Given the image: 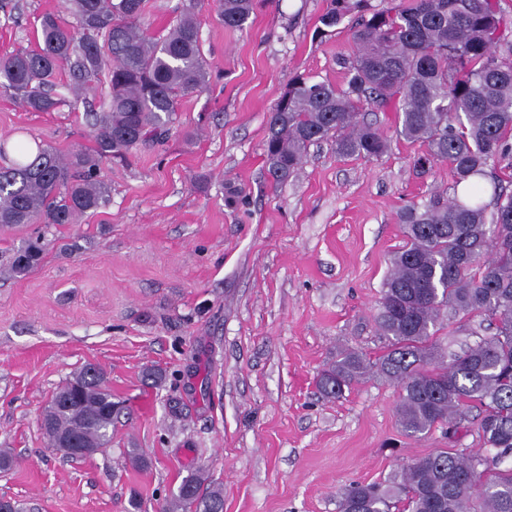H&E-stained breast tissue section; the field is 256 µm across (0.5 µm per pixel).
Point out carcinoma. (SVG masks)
Here are the masks:
<instances>
[{"label":"carcinoma","instance_id":"cac0c4a2","mask_svg":"<svg viewBox=\"0 0 512 512\" xmlns=\"http://www.w3.org/2000/svg\"><path fill=\"white\" fill-rule=\"evenodd\" d=\"M145 0H64V12L37 22L35 46L0 50V95L29 112L78 111L86 83L105 76L108 99L88 112L94 146L60 154L18 144L0 164V229L20 224H75L109 201L101 166L126 160L168 138L180 102L207 89L196 9L188 0L165 35L149 36ZM329 0L321 16L332 28L353 19L356 52L343 62L341 85L297 75L269 114L264 155L274 184L288 180L308 150L332 140L339 156L378 159L383 131L359 122L363 107L391 108L396 133L424 147L415 164L446 161L453 195L404 207L406 244L391 257L375 316L386 350L370 361L344 349L318 378L328 398L368 374L397 388L403 433L434 430L453 441L477 408L480 448H441L403 463L384 481L353 482L337 512H512V193L487 172L512 153V29L499 0ZM257 0H210L228 29L249 26ZM489 178V187L470 178ZM491 200H483L485 192ZM44 236L12 252L5 266L23 276L43 258ZM464 323L481 318L491 333L445 355L435 337L441 311ZM116 417L102 371L85 365L48 401L42 428L54 447L62 437L85 448L112 442ZM162 512H224V491L186 477Z\"/></svg>","mask_w":512,"mask_h":512}]
</instances>
